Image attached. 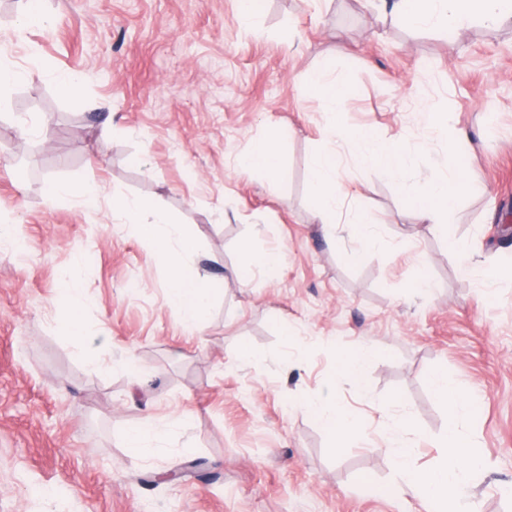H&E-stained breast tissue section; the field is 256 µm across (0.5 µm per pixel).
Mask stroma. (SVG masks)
<instances>
[{"label":"stroma","instance_id":"1","mask_svg":"<svg viewBox=\"0 0 512 512\" xmlns=\"http://www.w3.org/2000/svg\"><path fill=\"white\" fill-rule=\"evenodd\" d=\"M395 2L263 0L249 29L239 0H43L50 29L24 31V0H0V58L29 74L0 106V225L28 245L0 248V512H421L379 424L409 417L416 465L437 464V371L480 400L460 421L486 462L472 501L512 512V19L447 35ZM324 67L352 89L337 113L309 92ZM68 73L78 97L57 87ZM425 97L450 124L425 121ZM336 125L397 140L412 165L380 173L331 143ZM461 130L469 190L443 235L406 198ZM259 140L278 146L275 174L238 164ZM332 147L353 192L330 243L311 169ZM52 181L96 183L99 202L48 199ZM117 198L160 205L191 239L215 279L200 327L168 305L172 258L119 223ZM361 218L380 238L365 254ZM276 249L283 265L257 271ZM72 272L74 312L60 304ZM421 276L429 294L410 288ZM371 343L384 351L362 394L337 356ZM309 398L345 407L365 438L332 440ZM137 429L164 439L131 456ZM193 457L209 478L140 482Z\"/></svg>","mask_w":512,"mask_h":512}]
</instances>
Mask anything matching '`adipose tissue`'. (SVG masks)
<instances>
[{"label":"adipose tissue","mask_w":512,"mask_h":512,"mask_svg":"<svg viewBox=\"0 0 512 512\" xmlns=\"http://www.w3.org/2000/svg\"><path fill=\"white\" fill-rule=\"evenodd\" d=\"M398 13L416 27L459 30L475 18L495 27L512 16V0H398ZM349 137L364 162L382 173L397 175L411 162L397 144L382 141L371 131L358 128ZM311 188L323 215L334 213L346 197L347 183L335 151L327 150L316 157ZM467 188L457 156L452 153L448 156L447 175L429 180L424 190L409 194L408 201L420 220L434 224L444 234L448 231V212ZM116 210L124 223L137 225L139 235L162 252L175 247L188 250L181 225L171 223L159 207L123 200L117 203ZM209 296L204 279L193 276L180 263L172 264L167 302L185 324H200ZM432 390L447 412L443 459L432 468L421 469L413 463L410 450L401 447L396 451L397 465L401 477L421 492L424 512H457V505L467 497L470 474L481 465L475 442L460 430L461 418L473 412L477 400L449 385L438 372L432 376Z\"/></svg>","instance_id":"obj_1"}]
</instances>
